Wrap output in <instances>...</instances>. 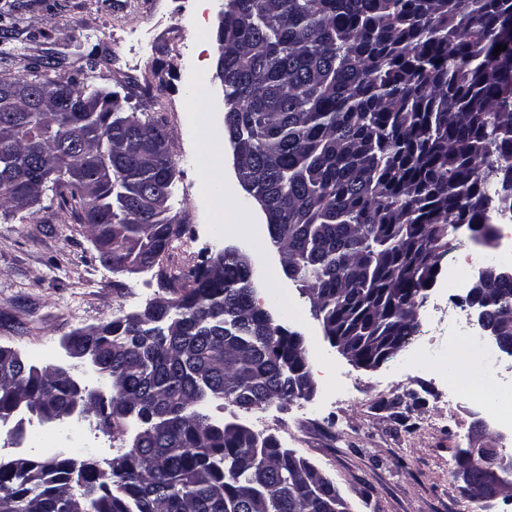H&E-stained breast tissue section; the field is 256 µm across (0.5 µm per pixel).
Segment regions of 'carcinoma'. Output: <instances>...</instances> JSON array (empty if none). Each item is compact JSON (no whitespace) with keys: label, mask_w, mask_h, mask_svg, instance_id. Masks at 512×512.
Here are the masks:
<instances>
[{"label":"carcinoma","mask_w":512,"mask_h":512,"mask_svg":"<svg viewBox=\"0 0 512 512\" xmlns=\"http://www.w3.org/2000/svg\"><path fill=\"white\" fill-rule=\"evenodd\" d=\"M506 49L494 55L496 45ZM224 136H248L241 176L268 207L327 337L365 348L408 344L449 236L493 246L512 217V0H225ZM163 126L117 95L37 71L0 79V213L49 191L80 215L101 262L160 265L176 162ZM173 289L180 320L101 323L97 389L123 440L131 405L152 420L118 454L0 464V512H336V490L294 479L312 466L272 435L211 419L224 400L249 412L295 400L310 373L291 335L268 325L255 270L224 252ZM479 335L512 345V265L475 274ZM0 420L59 414L75 395L51 367L1 358ZM83 404L98 426L103 401ZM487 453L471 457L477 497Z\"/></svg>","instance_id":"obj_1"}]
</instances>
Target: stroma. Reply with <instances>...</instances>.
I'll return each mask as SVG.
<instances>
[{"instance_id":"35a3bbf8","label":"stroma","mask_w":512,"mask_h":512,"mask_svg":"<svg viewBox=\"0 0 512 512\" xmlns=\"http://www.w3.org/2000/svg\"><path fill=\"white\" fill-rule=\"evenodd\" d=\"M224 0H0V77L39 67L55 80L93 82L117 92L124 108L159 122L176 161L172 223L185 228L159 268L113 272L98 258L70 208L43 196L40 205L0 215V346L37 366L64 360L63 341L107 319L144 309L228 246L249 251L259 271L258 304L276 310L288 292L297 314L290 329L305 337L315 392L311 399L245 412L224 401L213 418L275 436L321 470L351 512H482L463 491L455 455L488 410L475 396L450 395L448 372L432 364L448 343L459 309L440 272L419 309L421 327L395 356L356 366L330 344L305 294L273 260L271 248L219 234L216 224H261L226 152L216 30ZM95 69H88V62ZM225 153L208 173L217 194L190 186L202 144L192 118ZM98 459L115 455L111 438L85 421L29 425L23 453L38 461L72 442Z\"/></svg>"}]
</instances>
